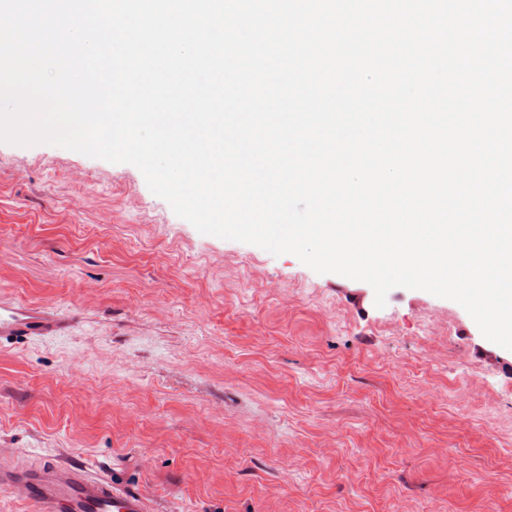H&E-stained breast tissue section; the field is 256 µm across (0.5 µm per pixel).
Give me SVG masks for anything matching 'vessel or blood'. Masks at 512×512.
<instances>
[{
	"label": "vessel or blood",
	"instance_id": "1",
	"mask_svg": "<svg viewBox=\"0 0 512 512\" xmlns=\"http://www.w3.org/2000/svg\"><path fill=\"white\" fill-rule=\"evenodd\" d=\"M70 325L48 306L0 303V342L58 336ZM0 491L27 503L33 512H154L144 492L122 485L106 468H92L72 457L26 462L0 456Z\"/></svg>",
	"mask_w": 512,
	"mask_h": 512
}]
</instances>
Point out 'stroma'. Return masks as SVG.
Masks as SVG:
<instances>
[{
  "label": "stroma",
  "mask_w": 512,
  "mask_h": 512,
  "mask_svg": "<svg viewBox=\"0 0 512 512\" xmlns=\"http://www.w3.org/2000/svg\"><path fill=\"white\" fill-rule=\"evenodd\" d=\"M199 233L140 170L0 143V450L156 512H512V350L458 303ZM71 321L54 308L32 303H0V342L38 336H58Z\"/></svg>",
  "instance_id": "obj_1"
}]
</instances>
